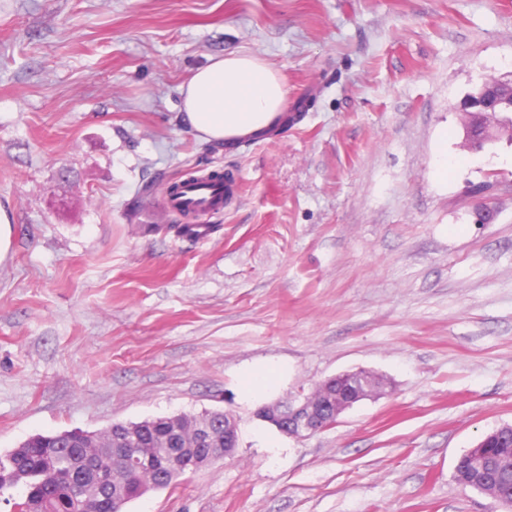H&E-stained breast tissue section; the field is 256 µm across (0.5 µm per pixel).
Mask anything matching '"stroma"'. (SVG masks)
Returning a JSON list of instances; mask_svg holds the SVG:
<instances>
[{"label": "stroma", "mask_w": 512, "mask_h": 512, "mask_svg": "<svg viewBox=\"0 0 512 512\" xmlns=\"http://www.w3.org/2000/svg\"><path fill=\"white\" fill-rule=\"evenodd\" d=\"M237 51L287 109L199 140L180 87ZM508 71L512 0H0V454L221 410L235 455L124 512H502L452 474L512 424V138L461 112ZM211 173L222 209L168 208ZM356 370L389 388L321 433L255 415Z\"/></svg>", "instance_id": "stroma-1"}]
</instances>
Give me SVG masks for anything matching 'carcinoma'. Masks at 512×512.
<instances>
[{"instance_id":"obj_1","label":"carcinoma","mask_w":512,"mask_h":512,"mask_svg":"<svg viewBox=\"0 0 512 512\" xmlns=\"http://www.w3.org/2000/svg\"><path fill=\"white\" fill-rule=\"evenodd\" d=\"M380 386V379L361 371L352 378L327 379L316 392L320 399L327 400L339 390L356 395ZM201 421L209 422L212 429L208 447L217 455L224 454V413L216 411L199 416L181 414L138 423H115L100 433L78 430L33 436L19 448L0 455V471L11 476L8 483L0 481V496L12 504L14 512H105V504L98 501L88 486L70 479L72 472L82 471L104 457L109 461L112 478L123 483L126 500L142 496L149 487L165 488L176 476L163 475L153 468L130 470L124 457L139 448H150L161 454L166 448L163 436L173 427L180 430V447H193L198 444L197 425ZM129 435L137 436L139 443L125 445L122 452L112 450L118 438ZM480 443L481 447L470 448L459 458L453 480L464 490L491 491L500 506L512 512V435L493 430ZM21 481L27 486L26 496L13 502L5 492Z\"/></svg>"}]
</instances>
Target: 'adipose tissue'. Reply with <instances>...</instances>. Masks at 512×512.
Wrapping results in <instances>:
<instances>
[{
	"label": "adipose tissue",
	"instance_id": "obj_1",
	"mask_svg": "<svg viewBox=\"0 0 512 512\" xmlns=\"http://www.w3.org/2000/svg\"><path fill=\"white\" fill-rule=\"evenodd\" d=\"M182 120L200 140L234 143L270 129L288 89L264 58L231 52L210 60L180 89Z\"/></svg>",
	"mask_w": 512,
	"mask_h": 512
}]
</instances>
